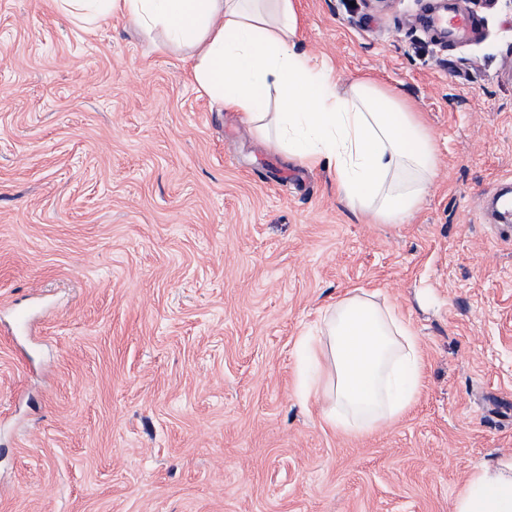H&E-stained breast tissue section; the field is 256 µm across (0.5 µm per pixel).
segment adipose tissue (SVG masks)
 Masks as SVG:
<instances>
[{
    "mask_svg": "<svg viewBox=\"0 0 512 512\" xmlns=\"http://www.w3.org/2000/svg\"><path fill=\"white\" fill-rule=\"evenodd\" d=\"M55 3L87 27L119 14L144 34L164 33L220 111L239 113L276 150L327 164L346 204L373 223L407 222L434 184L436 146L413 105L371 80L339 89L329 63L300 46L296 0ZM299 346L316 368L305 389L322 395L334 430H373L416 398L417 338L377 294L350 291ZM454 512H512V457L475 466Z\"/></svg>",
    "mask_w": 512,
    "mask_h": 512,
    "instance_id": "1",
    "label": "adipose tissue"
}]
</instances>
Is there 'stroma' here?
<instances>
[{"mask_svg": "<svg viewBox=\"0 0 512 512\" xmlns=\"http://www.w3.org/2000/svg\"><path fill=\"white\" fill-rule=\"evenodd\" d=\"M299 0L339 87L400 92L438 173L406 224L353 212L114 17L0 0V512H453L512 456V0ZM413 328L420 387L363 434L298 389L347 292ZM434 25L438 27L448 28L450 32L458 34L466 32H474L476 27L474 21L463 14H455L453 16L439 15L433 17Z\"/></svg>", "mask_w": 512, "mask_h": 512, "instance_id": "obj_1", "label": "stroma"}]
</instances>
